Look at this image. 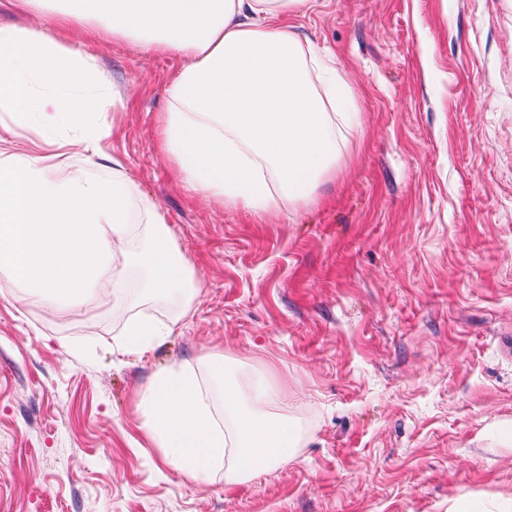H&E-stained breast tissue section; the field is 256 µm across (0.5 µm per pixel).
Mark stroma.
Wrapping results in <instances>:
<instances>
[{"label":"stroma","mask_w":512,"mask_h":512,"mask_svg":"<svg viewBox=\"0 0 512 512\" xmlns=\"http://www.w3.org/2000/svg\"><path fill=\"white\" fill-rule=\"evenodd\" d=\"M362 125L305 209L202 199L157 146L181 58L104 40L108 155L201 291L117 346L125 291L78 316L0 275V512H512V0H307ZM262 373L302 444L225 488L143 439L133 394L206 355Z\"/></svg>","instance_id":"stroma-1"}]
</instances>
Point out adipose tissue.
Instances as JSON below:
<instances>
[{"instance_id":"adipose-tissue-1","label":"adipose tissue","mask_w":512,"mask_h":512,"mask_svg":"<svg viewBox=\"0 0 512 512\" xmlns=\"http://www.w3.org/2000/svg\"><path fill=\"white\" fill-rule=\"evenodd\" d=\"M48 2L13 5L51 14L49 24L0 23V112L19 129L66 131L44 154L0 145V270L44 304L75 311L124 287L116 264L135 269L121 336L123 352L139 355L172 334L200 285L156 206L134 202L120 161L103 156L111 95L91 46L139 37L183 59L165 88L160 147L184 181L232 209L258 215L317 202L361 115L333 60L288 29L306 0H67L53 10ZM72 156L83 166L60 173ZM136 208L148 227L134 224ZM156 299L174 316L144 314ZM207 373L171 366L137 391L140 428L163 461L198 483L223 476L228 488L286 462L296 438L271 410L277 389L226 378L220 355Z\"/></svg>"}]
</instances>
